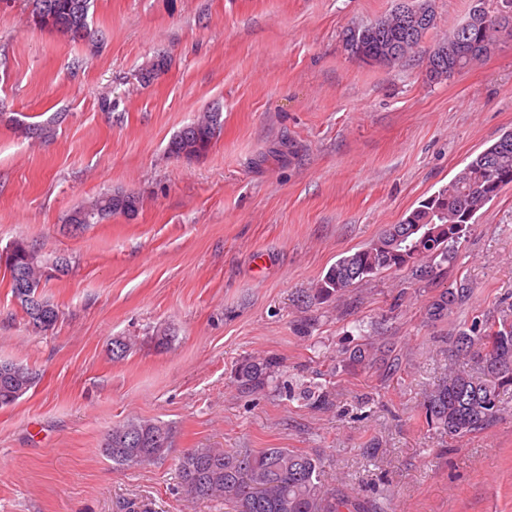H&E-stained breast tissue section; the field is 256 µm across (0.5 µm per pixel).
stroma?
<instances>
[{
  "label": "stroma",
  "mask_w": 512,
  "mask_h": 512,
  "mask_svg": "<svg viewBox=\"0 0 512 512\" xmlns=\"http://www.w3.org/2000/svg\"><path fill=\"white\" fill-rule=\"evenodd\" d=\"M397 4L91 0L94 37L72 43L32 24L31 0H0V359L40 375L0 407V512H229L180 484L178 458L208 447L320 457L327 487L387 512H512V387L508 412L462 439L420 416L455 363L449 336L512 302V186L431 279L386 272L308 301L342 255L512 130V39L446 80L427 73L471 0H433L434 29L400 65L352 56L347 28ZM211 110L223 128L209 152L170 155ZM110 192L138 196L137 215L69 229ZM18 239L71 259L42 290L60 311L44 332L10 291L2 256ZM459 279L472 299L428 320ZM363 336L395 345L396 367H345ZM116 337L131 341L120 361ZM264 356L280 361L272 381L244 392L236 366ZM135 417L171 425L175 446L115 466L99 445Z\"/></svg>",
  "instance_id": "1"
}]
</instances>
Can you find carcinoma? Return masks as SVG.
<instances>
[{"label": "carcinoma", "instance_id": "obj_1", "mask_svg": "<svg viewBox=\"0 0 512 512\" xmlns=\"http://www.w3.org/2000/svg\"><path fill=\"white\" fill-rule=\"evenodd\" d=\"M90 0H34L32 21L39 27L61 34L72 41L90 37L88 24ZM429 21L411 34L403 32L396 18L395 27L381 30L374 23L346 30V47L357 57L367 56L375 63L392 66L417 48L436 24L432 4H427ZM492 11L502 14L503 24L512 27V0H472L467 20L448 38L459 36L470 56L459 53L448 57L442 71L429 69L441 81L485 58L499 39L497 29L484 25L483 16ZM404 44L393 58L383 57L382 48ZM221 113L206 112L184 127L169 144V152L187 160L204 156L221 130ZM512 185V131L477 154L460 170L448 186L440 189L408 211L397 224H390L364 248L339 258L317 284L312 301H326L343 294L355 281L384 271H409L419 279L429 277L435 267L457 261L459 245L469 232L472 220L502 189ZM139 198L130 193H106L68 217L70 224H100L114 213L136 214ZM421 226L428 233L424 240L406 249L397 238L410 226ZM41 254L10 270L12 297L34 329L46 331L57 319L44 323L29 313L22 302L23 287L46 286L41 270ZM472 288L459 280L442 289L426 308V315L438 321L468 304ZM452 352L472 362V367L455 369L429 391L422 403L425 422L452 437H465L493 424L506 410L501 393L512 386V304L497 312V317L473 319L467 329L449 337ZM391 349L387 345L360 344L346 361L371 368L385 362ZM275 357L248 358L236 370L239 386L249 392L262 390L275 374ZM39 381V373L27 366L7 381L0 380V406L14 404ZM173 447V430L152 419L131 418L108 433L101 452L118 466L135 468L166 457ZM183 489L199 499H222L234 512H360L349 498L325 486L319 458L290 448H248L226 451L222 448H195L178 459Z\"/></svg>", "mask_w": 512, "mask_h": 512}]
</instances>
